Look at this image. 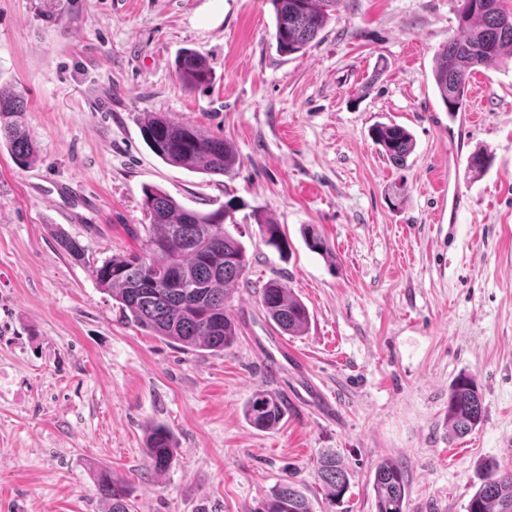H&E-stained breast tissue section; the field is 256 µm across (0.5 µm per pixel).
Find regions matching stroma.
<instances>
[{
  "mask_svg": "<svg viewBox=\"0 0 512 512\" xmlns=\"http://www.w3.org/2000/svg\"><path fill=\"white\" fill-rule=\"evenodd\" d=\"M454 7L343 0L305 52L284 56L270 0H0V86L25 91L38 144L26 167L0 147V512H106L103 467L135 512H259L288 480L313 512H376L387 459L407 470L405 512H466L485 461L512 467V63L473 72L465 110L479 120L449 131L432 67ZM189 49L212 69L195 90L175 74ZM152 112L231 142L233 171L163 162L142 135ZM391 121L415 139L402 168L369 135ZM460 147L488 149L492 166L471 177ZM448 175L464 195L453 224L437 217ZM151 187L203 212L242 202L250 267L229 349L146 335L93 277L143 248ZM256 209L286 255L265 244ZM306 224L329 254L307 248ZM62 231L83 260L59 249ZM272 280L306 305L303 335L266 318ZM462 372L484 415L458 438L448 391ZM259 389L287 402L270 430L243 416ZM154 422L177 454L145 481ZM327 449L350 473L340 507L315 478ZM255 224H258L260 234L267 246L273 247L280 255L288 252V239L282 234L278 224L261 211L254 210L252 214Z\"/></svg>",
  "mask_w": 512,
  "mask_h": 512,
  "instance_id": "stroma-1",
  "label": "stroma"
}]
</instances>
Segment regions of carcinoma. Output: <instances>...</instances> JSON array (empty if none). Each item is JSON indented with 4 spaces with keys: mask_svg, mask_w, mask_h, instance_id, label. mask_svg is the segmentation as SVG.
Instances as JSON below:
<instances>
[{
    "mask_svg": "<svg viewBox=\"0 0 512 512\" xmlns=\"http://www.w3.org/2000/svg\"><path fill=\"white\" fill-rule=\"evenodd\" d=\"M341 0H271L275 13L277 51L292 55L306 49L326 27ZM504 0H457L458 34L448 38L435 57L433 78L437 92L455 115L463 110L468 80L479 66L512 60V9ZM179 82L196 87L210 81L207 59L194 51L185 52L176 63ZM25 95L0 87V142H5L21 166L36 156V147L24 114ZM152 152L162 161L203 173L224 176L231 172L237 156L230 142L203 129L176 123L163 113H152L143 128ZM390 162L403 165L413 152L411 133L396 123L378 122L370 130ZM491 163L488 150L468 158V173L481 176ZM145 225L143 252L113 255L94 268L100 287L112 296L127 322L155 338L183 348L221 352L238 336L232 309L234 286L245 281L249 259L243 243L226 228V221L239 208L231 198L211 211L191 210L158 188L144 192ZM253 218L266 245L280 255L288 253V239L279 225L261 211ZM308 248L322 253L326 243L316 226L303 228ZM61 251L79 261L84 247L65 232L57 236ZM259 303L268 319L284 334L297 336L309 322L305 304L277 281L262 288ZM285 405L280 397L255 391L244 404V417L258 429L276 426ZM483 419V405L476 380L459 376L451 386L448 423L458 436L474 430ZM177 443L172 430L155 423L148 429L145 452L146 478L162 474L172 465ZM316 476L327 491L329 502L343 500L350 474L333 451L323 453L316 463ZM376 512H404L407 480L404 467L390 460L381 462L373 480ZM99 497L108 512H132L126 482L106 471L98 479ZM258 512H312L309 498L296 485L281 483L272 490ZM467 512H512V469L497 463L485 465L481 483L468 501Z\"/></svg>",
    "mask_w": 512,
    "mask_h": 512,
    "instance_id": "1",
    "label": "carcinoma"
}]
</instances>
